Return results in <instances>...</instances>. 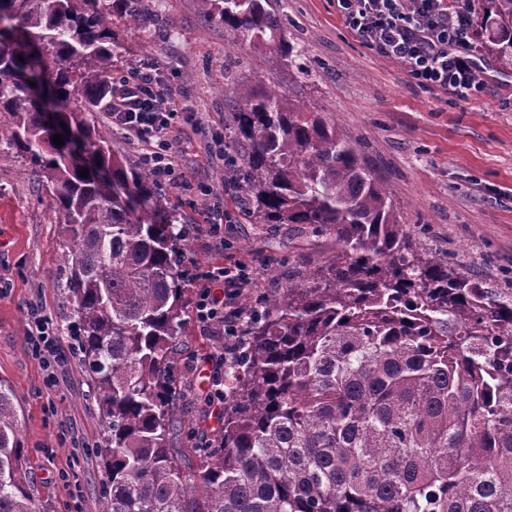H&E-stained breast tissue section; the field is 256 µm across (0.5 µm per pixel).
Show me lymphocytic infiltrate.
I'll return each instance as SVG.
<instances>
[{
    "mask_svg": "<svg viewBox=\"0 0 512 512\" xmlns=\"http://www.w3.org/2000/svg\"><path fill=\"white\" fill-rule=\"evenodd\" d=\"M344 26L378 55L402 63L411 83L462 101L484 90L471 26V0H336ZM107 119L113 127L135 132L150 143L143 161L161 176L173 177L175 166L168 134L179 116L178 93L154 67H141L114 80L106 90ZM200 292L196 316L224 327V350L212 354L211 400L224 399V362L239 354L237 299L251 280L244 268L218 267Z\"/></svg>",
    "mask_w": 512,
    "mask_h": 512,
    "instance_id": "lymphocytic-infiltrate-1",
    "label": "lymphocytic infiltrate"
}]
</instances>
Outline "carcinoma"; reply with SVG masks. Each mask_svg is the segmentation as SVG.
Returning <instances> with one entry per match:
<instances>
[{
    "label": "carcinoma",
    "mask_w": 512,
    "mask_h": 512,
    "mask_svg": "<svg viewBox=\"0 0 512 512\" xmlns=\"http://www.w3.org/2000/svg\"><path fill=\"white\" fill-rule=\"evenodd\" d=\"M198 2L232 44L298 56L271 0ZM152 17L151 0H0L66 109L47 125L24 63L0 58V162L26 159L58 204L72 340L102 427V512H512V292L416 250L336 121L276 86L239 94L235 194L261 224L334 236L336 255L249 310L218 446L185 469L171 447L185 232L154 172L113 153L80 106L112 83L120 29ZM472 25L512 66V0H473ZM71 126L111 176L80 175ZM30 488L0 381V512H40Z\"/></svg>",
    "instance_id": "obj_1"
}]
</instances>
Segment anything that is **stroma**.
<instances>
[{
	"mask_svg": "<svg viewBox=\"0 0 512 512\" xmlns=\"http://www.w3.org/2000/svg\"><path fill=\"white\" fill-rule=\"evenodd\" d=\"M153 3L158 22L123 32L116 68L129 72L152 59L182 96L170 132L176 177L160 188L186 231L187 323L176 339L175 367L182 430L173 445L195 470L202 462L195 446L216 439L224 422L223 406L206 398L209 370L189 367L224 344L221 326L204 327L196 317L208 272L242 263L252 294H274L336 253L334 237L255 223L237 200L225 198L224 168L214 154L230 143L237 154L246 152L234 140L232 89L275 84L307 109L328 113L387 188L420 248L449 252L486 287L512 288V69L483 56L484 93L461 101L411 84L402 64L343 26L335 0H278L300 55L276 65L246 45L226 51L223 25L203 17L198 0ZM204 185L212 196L201 195ZM216 201L232 213L230 223H210ZM66 282L53 196L25 159L0 162V379L15 394L33 497L40 512H102L100 420L70 347L74 311ZM34 305L62 344L52 388L28 341Z\"/></svg>",
	"mask_w": 512,
	"mask_h": 512,
	"instance_id": "stroma-1",
	"label": "stroma"
}]
</instances>
